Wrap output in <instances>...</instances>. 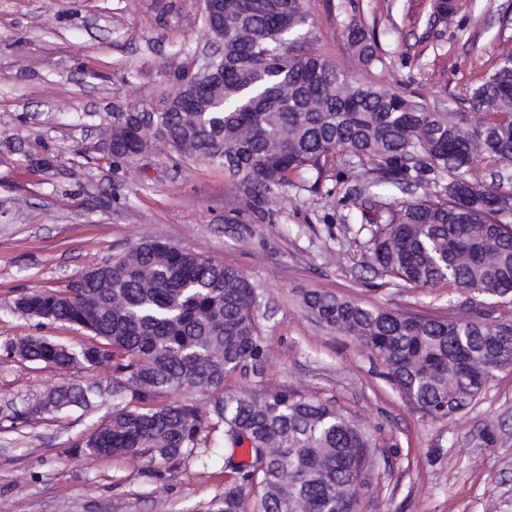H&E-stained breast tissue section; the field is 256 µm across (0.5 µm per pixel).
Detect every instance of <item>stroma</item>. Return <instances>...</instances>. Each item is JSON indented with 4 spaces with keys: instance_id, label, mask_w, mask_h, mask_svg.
Listing matches in <instances>:
<instances>
[{
    "instance_id": "obj_1",
    "label": "stroma",
    "mask_w": 512,
    "mask_h": 512,
    "mask_svg": "<svg viewBox=\"0 0 512 512\" xmlns=\"http://www.w3.org/2000/svg\"><path fill=\"white\" fill-rule=\"evenodd\" d=\"M304 0L307 50L354 69L349 24L373 31L384 65L369 79L440 112L467 111L470 90L512 50V0ZM203 0H0V346L23 336L59 343L73 327H39L11 312L37 289H64L146 236L238 268L258 293L268 356L231 374V389L288 388L330 403L366 430L375 467L360 512H512V367L468 407L431 419L413 409L354 339L322 330L303 311L313 289L443 319L512 323V301L477 304L441 284L403 288L370 268L367 236L327 197L350 157L336 153L320 191H289L273 224H228L233 190L223 170L178 160L165 145L115 167L100 147L112 114L161 108L196 72L206 33ZM45 364L0 349V512H193L224 492L221 435L208 466L86 456L77 441L112 412V372L84 374L100 388L89 409L54 416L40 404L71 383Z\"/></svg>"
}]
</instances>
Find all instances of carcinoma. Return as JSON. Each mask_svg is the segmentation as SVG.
Returning a JSON list of instances; mask_svg holds the SVG:
<instances>
[{
    "mask_svg": "<svg viewBox=\"0 0 512 512\" xmlns=\"http://www.w3.org/2000/svg\"><path fill=\"white\" fill-rule=\"evenodd\" d=\"M303 0H224V85L192 112L112 113V157L130 162L158 144L224 169L233 224H273L272 203L326 178L336 151L372 164L337 203L370 233L371 267L405 288L446 283L512 297V213L472 177L481 155L512 170V54L469 94V112L357 82L291 37L306 24ZM358 65L383 64L374 35L352 24ZM427 168L448 177L440 195L384 209L378 189L401 190ZM256 289L238 269L194 250L145 238L64 290L27 292L11 307L41 325L68 324L83 339L43 336L4 343L10 356L74 375L112 366V417L76 444L91 457L195 459L207 466L210 435L248 445L224 458V494L197 512H358L375 461L369 435L327 403L291 389L228 390L226 378L267 357ZM304 309L323 328L355 338L422 415L450 416L482 393L512 351V324L398 313L309 290ZM198 391L203 409L162 397ZM92 386L54 391L55 412L90 407Z\"/></svg>",
    "mask_w": 512,
    "mask_h": 512,
    "instance_id": "carcinoma-1",
    "label": "carcinoma"
}]
</instances>
